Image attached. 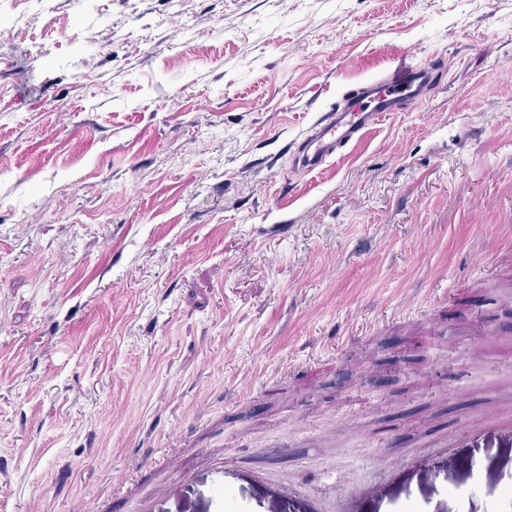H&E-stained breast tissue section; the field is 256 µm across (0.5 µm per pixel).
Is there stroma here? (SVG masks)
Wrapping results in <instances>:
<instances>
[{
	"label": "stroma",
	"mask_w": 512,
	"mask_h": 512,
	"mask_svg": "<svg viewBox=\"0 0 512 512\" xmlns=\"http://www.w3.org/2000/svg\"><path fill=\"white\" fill-rule=\"evenodd\" d=\"M52 5L0 0V512H506L512 0ZM439 71L440 64L431 58L405 62L380 79L346 90L335 105L321 113L299 145L298 167L313 170L359 142L385 112L410 111L435 88Z\"/></svg>",
	"instance_id": "obj_1"
}]
</instances>
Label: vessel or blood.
Wrapping results in <instances>:
<instances>
[{"instance_id":"b4317fda","label":"vessel or blood","mask_w":512,"mask_h":512,"mask_svg":"<svg viewBox=\"0 0 512 512\" xmlns=\"http://www.w3.org/2000/svg\"><path fill=\"white\" fill-rule=\"evenodd\" d=\"M439 71L435 60L410 61L380 79L346 90L301 142L295 158L298 167L315 169L359 142L385 113L410 111L435 88Z\"/></svg>"}]
</instances>
